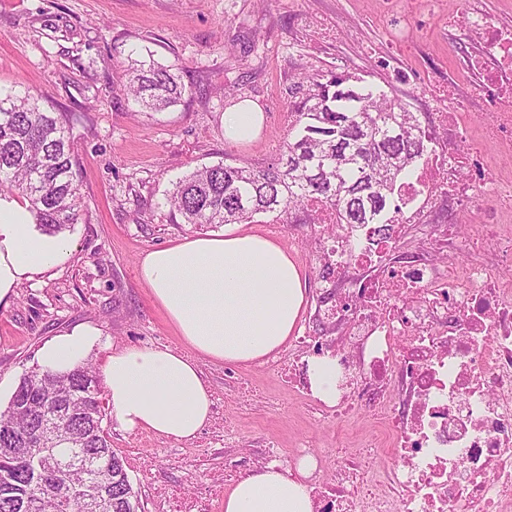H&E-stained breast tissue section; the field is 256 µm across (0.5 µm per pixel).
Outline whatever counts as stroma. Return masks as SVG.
Returning <instances> with one entry per match:
<instances>
[{
  "label": "stroma",
  "mask_w": 512,
  "mask_h": 512,
  "mask_svg": "<svg viewBox=\"0 0 512 512\" xmlns=\"http://www.w3.org/2000/svg\"><path fill=\"white\" fill-rule=\"evenodd\" d=\"M466 9L467 0H444L435 13L414 16L406 33L424 53L393 56L380 0H0V90L43 95L68 114L85 204L66 233L69 259L0 302V410L20 377L38 367L41 346L74 327L100 329L101 343L88 355L98 366L113 349L180 348L138 262L202 230L174 217L163 200L197 168L273 163L288 134L289 89L302 75L351 73L421 113L423 78L441 74L467 99L470 124L482 127L490 113L466 66L478 47L448 23ZM150 57L178 64L187 87L160 114L142 111L119 87L125 65ZM228 88L265 116L249 144L224 137ZM247 229L278 241L302 266L308 303L295 331L317 327L319 260L306 225L259 216ZM201 368L212 418L195 439L128 432L109 415L102 422L127 461L142 512H173L182 498L224 512L225 469L246 476L270 451L292 469L309 449L322 461L319 481H333L337 460L379 431L365 409L321 416L267 363Z\"/></svg>",
  "instance_id": "35a3bbf8"
}]
</instances>
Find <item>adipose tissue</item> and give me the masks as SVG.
I'll return each mask as SVG.
<instances>
[{"label": "adipose tissue", "instance_id": "ef3b65f1", "mask_svg": "<svg viewBox=\"0 0 512 512\" xmlns=\"http://www.w3.org/2000/svg\"><path fill=\"white\" fill-rule=\"evenodd\" d=\"M70 244L34 229L28 201L0 202V302L21 284L64 261ZM138 272L183 348L126 347L108 355L102 371L113 416L129 431L189 441L211 419V396L200 367L251 364L278 353L306 304L296 261L275 240L228 231L148 251ZM95 327H77L42 345V366L72 367L98 342ZM309 464H269L224 497V512H313L305 483Z\"/></svg>", "mask_w": 512, "mask_h": 512}]
</instances>
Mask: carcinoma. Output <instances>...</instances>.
Masks as SVG:
<instances>
[{"mask_svg":"<svg viewBox=\"0 0 512 512\" xmlns=\"http://www.w3.org/2000/svg\"><path fill=\"white\" fill-rule=\"evenodd\" d=\"M178 67L134 63L124 70V89L135 104L163 112L182 99ZM288 140L277 160L265 168L218 163L198 168L176 183L165 205L184 224H248L267 215L279 219L302 213L310 198L329 205L338 224H393L400 214L401 185L419 160L431 154L432 140L419 115L385 93L360 87L341 74L327 82L305 76L296 86ZM67 115L45 109L30 92L0 93V193L25 197L35 224L46 235L78 223L82 197L73 172L74 147ZM47 393L65 397L60 426L67 447L98 453L97 465L112 471V512H140L121 455L112 450L102 427L106 416L99 374L83 360L64 374L34 369L24 374L0 411L10 428L0 427V512H83L74 486L86 481L79 471L45 478V491L28 504L34 474L25 457H4L21 448L37 428V418L56 408Z\"/></svg>","mask_w":512,"mask_h":512,"instance_id":"cac0c4a2","label":"carcinoma"}]
</instances>
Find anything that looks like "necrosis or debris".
<instances>
[{
  "instance_id": "necrosis-or-debris-1",
  "label": "necrosis or debris",
  "mask_w": 512,
  "mask_h": 512,
  "mask_svg": "<svg viewBox=\"0 0 512 512\" xmlns=\"http://www.w3.org/2000/svg\"><path fill=\"white\" fill-rule=\"evenodd\" d=\"M464 22L480 46L468 67L492 96V112L474 131L463 98L444 84L425 128L468 143L466 156L435 148L404 185L407 208L383 235L372 224L326 233L332 208L309 205L322 286L330 290L349 273L355 279L351 294L330 291L315 310L322 322L345 326L344 347L307 332L296 343L335 355L336 402L328 413L368 407L390 435L396 461L377 467V443L369 441L340 463L336 483L313 486L317 512H512V283L475 256L463 267L437 264L420 249L390 256L415 227L435 251H477V239L457 242L447 225L429 223V211L447 195L463 211L482 196V228L512 218V175L484 167L489 152L512 151V29L476 5ZM398 337L408 347L395 348Z\"/></svg>"
}]
</instances>
